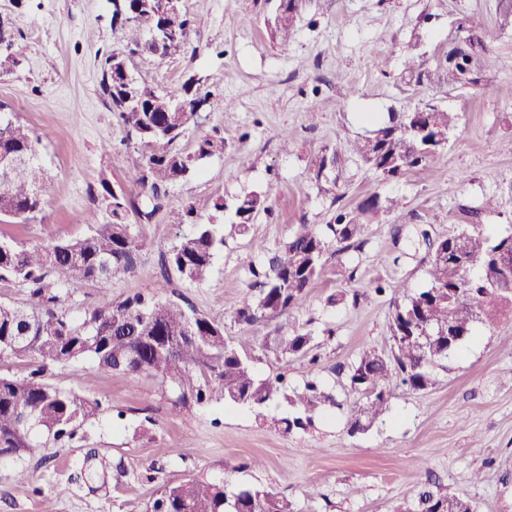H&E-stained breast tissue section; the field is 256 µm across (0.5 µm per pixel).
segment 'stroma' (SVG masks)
Listing matches in <instances>:
<instances>
[{
	"instance_id": "1",
	"label": "stroma",
	"mask_w": 512,
	"mask_h": 512,
	"mask_svg": "<svg viewBox=\"0 0 512 512\" xmlns=\"http://www.w3.org/2000/svg\"><path fill=\"white\" fill-rule=\"evenodd\" d=\"M192 31L176 57L130 53L113 19L112 0H0V27L22 53L0 45V118L42 136L44 211L0 232L24 247L88 235L85 216L101 182L141 208L149 199L127 181L142 159L100 90L103 54L124 57L129 72L163 93L188 80L210 93L178 148L223 137L224 153L203 159L171 186L150 223L134 225L143 247L124 279L62 291L77 319L101 291L114 300L144 293L188 303L223 324L226 340L264 377L285 374L286 395L264 416L216 395L173 408L159 378L104 373L88 360L66 367L64 384L99 400L98 414L71 441H44L40 452L0 460V512H149L165 485L196 477L275 493L291 512H392L426 479L452 486L478 512H512V316L476 325L473 337L432 370L428 389L390 382L384 411L350 433L348 407L360 396L342 372L365 347L391 344L397 282L427 284L429 256L420 232L437 238L473 226L512 231V16L501 0H303L287 42L273 35L275 0H187ZM482 18L499 31L478 51L480 82L454 89L442 80L459 27ZM415 58L429 80L403 75ZM435 105L458 112L447 146L428 169L385 178L341 153L342 143L371 134L366 112L388 115ZM335 166L318 172L323 155ZM255 194L261 205L238 232L217 202ZM399 200L373 219L365 244L328 254L305 301L252 324L237 321L253 292L250 263H262L300 229H323L339 210L366 199ZM495 197L501 206L485 207ZM192 204L193 219L183 207ZM224 224V244L201 284L162 272V257L198 225ZM336 303H329V296ZM311 332L316 365L279 361L261 343L276 332ZM317 375L333 396L304 430L284 431L288 395ZM147 427L148 437L136 436ZM28 482H18V471Z\"/></svg>"
}]
</instances>
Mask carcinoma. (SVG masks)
Returning <instances> with one entry per match:
<instances>
[{
	"label": "carcinoma",
	"mask_w": 512,
	"mask_h": 512,
	"mask_svg": "<svg viewBox=\"0 0 512 512\" xmlns=\"http://www.w3.org/2000/svg\"><path fill=\"white\" fill-rule=\"evenodd\" d=\"M126 16L121 26L129 33L134 53L169 57L188 44L191 18L186 12L178 31L168 38L156 42L142 37L144 27L163 31L169 25L160 0H129ZM295 20L294 8L288 5L276 15L274 29L282 42H288ZM472 37L488 44L497 39V32L472 21L456 36L451 49L454 58L446 65L450 85L479 81L477 56L458 48ZM123 63L125 59L116 54L104 57L100 88L110 99L128 140L147 148L141 164L129 170L127 178L151 195V208L135 210L139 220L148 223L161 208L169 185L188 177L195 162L224 154V138H205L194 155H183L177 144L206 98L187 83L177 92H156L128 79ZM458 120V113L435 106L425 112L393 113L373 135L349 141L344 148L375 173L398 177L426 169L443 149L434 137L450 136ZM40 141L24 124L0 123V155L30 159L11 177L0 170V223L9 219L26 223L45 207V173L37 160ZM96 200L99 209L87 215L85 223L91 225V232L83 238L30 248L11 238L0 239V279L19 280L29 296L24 306L0 304V361L31 359L35 364L23 378L0 374V458L35 453L41 448L35 435L56 441L72 439L97 414L98 400L81 397L47 379L54 369L85 359L103 372L160 377L174 395L175 408L204 404L218 391L225 401L260 412L283 396L285 375L259 377L251 357L226 341L223 325L179 302L141 293L115 301L103 293L82 320L69 315L61 303V290L90 281H111L132 272L141 248L125 221L131 208L125 195L112 193L103 182ZM257 205L258 198L253 195L238 199L234 217L239 229L244 231L252 223ZM396 206L394 200L385 206L367 200L353 211L339 213L336 222L325 225L323 231L302 225L261 266L248 262L258 293L243 298L236 310L237 320L252 324L300 305L320 277L330 248L341 252L361 246L370 219L382 211L392 212ZM420 236L430 253L427 287L414 291L407 283H399L394 291L400 293L401 300L390 318L389 350H366L348 366L350 386L362 395V403L349 409L354 417L352 434L366 430L383 412L390 379L398 377L417 391L427 389L431 384L429 366L460 347L458 343L449 345L448 336L466 341L474 323L490 325L503 312L512 313V232L492 237L463 229L448 235L446 243L431 239L425 231ZM223 244V225L201 224L170 250L164 265L186 280L201 283ZM497 251L506 254L503 263L484 261ZM427 325L441 336H423ZM311 341L310 333L296 331L265 340L261 349L286 360L306 354ZM330 401L332 396L312 376L288 398L292 412L275 423L287 431L304 430ZM151 512H288V504L269 491H228L223 485L192 478L164 486ZM393 512H476V505L448 487L430 483Z\"/></svg>",
	"instance_id": "1"
}]
</instances>
